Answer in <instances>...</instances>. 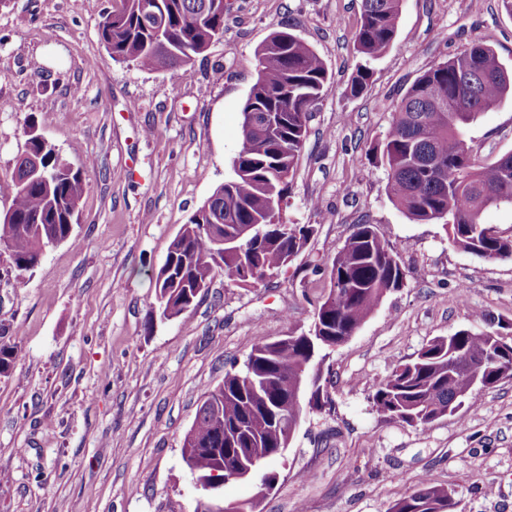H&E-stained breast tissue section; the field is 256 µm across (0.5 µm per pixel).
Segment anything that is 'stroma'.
<instances>
[{
  "instance_id": "obj_1",
  "label": "stroma",
  "mask_w": 512,
  "mask_h": 512,
  "mask_svg": "<svg viewBox=\"0 0 512 512\" xmlns=\"http://www.w3.org/2000/svg\"><path fill=\"white\" fill-rule=\"evenodd\" d=\"M112 5L0 0V213L28 118L52 115L44 133L62 157L94 165L66 241L28 272L0 255V325L16 354L0 377V512H195L182 444L203 393L258 340L308 329L330 289L327 261L359 224L399 243L403 287L331 353L332 406L304 410L285 456L268 464L275 489L231 481L221 499L256 512H388L429 475L454 490L458 512H512V379L424 430L369 402L434 337L492 331L512 344V260L478 258L441 223L409 219L367 154L387 134L388 105L430 66L481 43L512 67V15L498 0H402L396 38L354 98L360 0H224L223 36L184 68L157 71L109 56L98 21ZM283 26L328 74L281 211L314 233L264 285L219 277L190 311L149 321L151 275L229 175L256 50ZM465 140L488 163L512 152V95Z\"/></svg>"
}]
</instances>
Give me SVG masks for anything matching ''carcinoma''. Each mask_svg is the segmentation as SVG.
Listing matches in <instances>:
<instances>
[{
	"mask_svg": "<svg viewBox=\"0 0 512 512\" xmlns=\"http://www.w3.org/2000/svg\"><path fill=\"white\" fill-rule=\"evenodd\" d=\"M102 14L98 35L112 60L154 71L170 64L157 52L163 41L181 54V65L203 53L224 33V11L214 0H114ZM401 0H362L354 33L361 58L350 95L361 96L371 78L369 63L391 47L397 34ZM258 77L242 107L238 148L231 176L182 225L155 279L162 320L187 312L195 289L217 275L238 287L266 282L288 268L314 232L311 224L280 222L281 204L308 135L313 107L327 85L324 64L313 48L293 33L277 30L257 49ZM512 95V69L495 52L474 43L429 67L389 106L385 139L370 153L385 166L391 201L410 219L441 221L457 248L488 260L511 259L512 238L486 233L484 211L512 206V152L482 162L464 139L478 115ZM50 123L46 114L24 127L25 149L17 157L14 196L0 215V247L19 271L32 269L40 246L61 242L78 223L79 203L92 164L75 168L44 139L31 135ZM255 225L248 234L240 229ZM331 282L342 287L327 294L314 313V332L256 343L242 367L231 366L222 384L206 391L184 437L192 449L186 460L196 478L210 475L219 461L234 467L249 456L288 444L276 417L293 419L303 411L294 401L297 374H312L310 397L317 409L332 404L320 365L352 336L406 272L400 251L372 224H358L331 260ZM13 347L0 344V377L13 368ZM512 372V346L491 332L462 339L436 337L417 355L396 366L370 396L383 418L424 430L448 415L456 396L478 407V391ZM388 512H457L448 487L429 476L397 500Z\"/></svg>",
	"mask_w": 512,
	"mask_h": 512,
	"instance_id": "obj_1",
	"label": "carcinoma"
}]
</instances>
